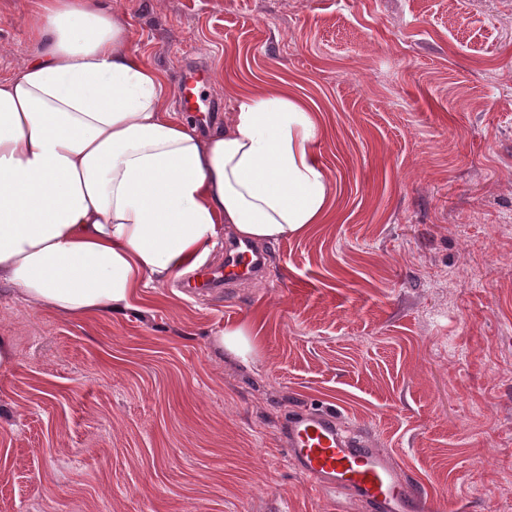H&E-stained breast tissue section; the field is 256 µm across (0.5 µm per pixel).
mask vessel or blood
Returning <instances> with one entry per match:
<instances>
[{"mask_svg":"<svg viewBox=\"0 0 512 512\" xmlns=\"http://www.w3.org/2000/svg\"><path fill=\"white\" fill-rule=\"evenodd\" d=\"M264 268V259L249 247L230 245L223 270L203 274V284L213 289L255 280L262 277ZM280 435L290 464L321 489L352 492L369 512H432L394 458L366 436L350 433L336 414L292 413Z\"/></svg>","mask_w":512,"mask_h":512,"instance_id":"b4317fda","label":"vessel or blood"}]
</instances>
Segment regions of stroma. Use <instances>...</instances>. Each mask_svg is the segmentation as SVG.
<instances>
[{
    "instance_id": "obj_1",
    "label": "stroma",
    "mask_w": 512,
    "mask_h": 512,
    "mask_svg": "<svg viewBox=\"0 0 512 512\" xmlns=\"http://www.w3.org/2000/svg\"><path fill=\"white\" fill-rule=\"evenodd\" d=\"M133 52L199 73L198 133L242 98L320 128L330 215L263 277L142 289L118 317L0 292V512H368L290 464L277 429L336 413L435 512H512V0H112ZM0 0V75L34 46ZM246 326L249 362L211 338Z\"/></svg>"
}]
</instances>
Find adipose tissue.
Masks as SVG:
<instances>
[{
    "mask_svg": "<svg viewBox=\"0 0 512 512\" xmlns=\"http://www.w3.org/2000/svg\"><path fill=\"white\" fill-rule=\"evenodd\" d=\"M0 77V283L57 316L121 315L209 257L223 225L276 241L329 214L300 103L257 96L200 136L128 48L112 0H36Z\"/></svg>",
    "mask_w": 512,
    "mask_h": 512,
    "instance_id": "ef3b65f1",
    "label": "adipose tissue"
}]
</instances>
